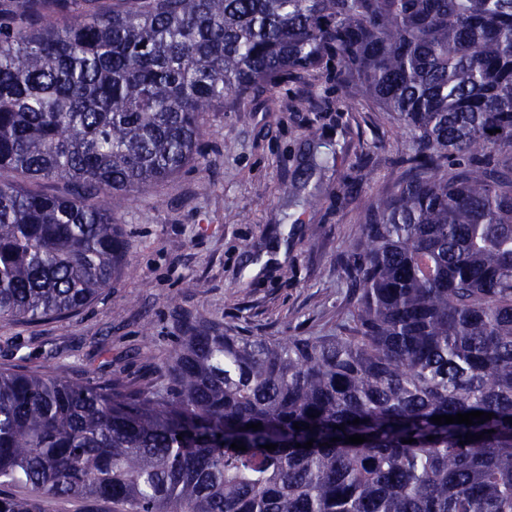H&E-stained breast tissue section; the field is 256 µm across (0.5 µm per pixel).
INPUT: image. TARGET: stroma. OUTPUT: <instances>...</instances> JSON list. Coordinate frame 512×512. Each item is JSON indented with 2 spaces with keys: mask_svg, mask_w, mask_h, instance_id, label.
Masks as SVG:
<instances>
[{
  "mask_svg": "<svg viewBox=\"0 0 512 512\" xmlns=\"http://www.w3.org/2000/svg\"><path fill=\"white\" fill-rule=\"evenodd\" d=\"M305 73L206 113L200 163L130 193L123 267L67 317L0 320V368L132 383L165 365L185 317L250 336H319L351 306L343 260L365 204L390 194L413 142L396 113L343 105ZM206 192H199V185Z\"/></svg>",
  "mask_w": 512,
  "mask_h": 512,
  "instance_id": "obj_1",
  "label": "stroma"
}]
</instances>
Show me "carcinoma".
<instances>
[{
  "label": "carcinoma",
  "mask_w": 512,
  "mask_h": 512,
  "mask_svg": "<svg viewBox=\"0 0 512 512\" xmlns=\"http://www.w3.org/2000/svg\"><path fill=\"white\" fill-rule=\"evenodd\" d=\"M333 66L415 141L347 319L188 320L160 383L0 370V486L27 489L0 512H512V0H0V319L99 298L120 205L204 158L205 113ZM43 179L66 192L19 184ZM46 512H109L110 506L86 502L81 499L69 498L48 501L43 504Z\"/></svg>",
  "instance_id": "carcinoma-1"
}]
</instances>
